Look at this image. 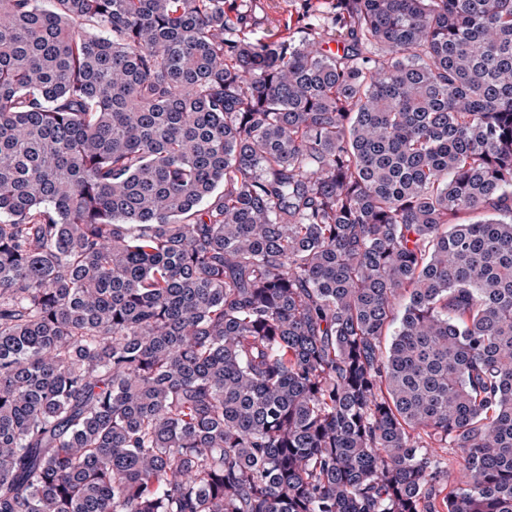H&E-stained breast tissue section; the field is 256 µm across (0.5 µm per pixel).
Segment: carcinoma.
Listing matches in <instances>:
<instances>
[{"label":"carcinoma","instance_id":"carcinoma-1","mask_svg":"<svg viewBox=\"0 0 512 512\" xmlns=\"http://www.w3.org/2000/svg\"><path fill=\"white\" fill-rule=\"evenodd\" d=\"M41 2L0 0V512H512V0ZM277 1L282 0H237V4L246 5L243 8L251 12L255 27L252 29L250 36L253 38H269L272 35L277 37H293L299 36L296 27L290 29L284 27L287 12H283L284 3ZM248 12V13H250ZM438 449V454L441 460L445 463L448 469L450 482H459L465 473L466 461L463 454L455 448H442Z\"/></svg>","mask_w":512,"mask_h":512}]
</instances>
